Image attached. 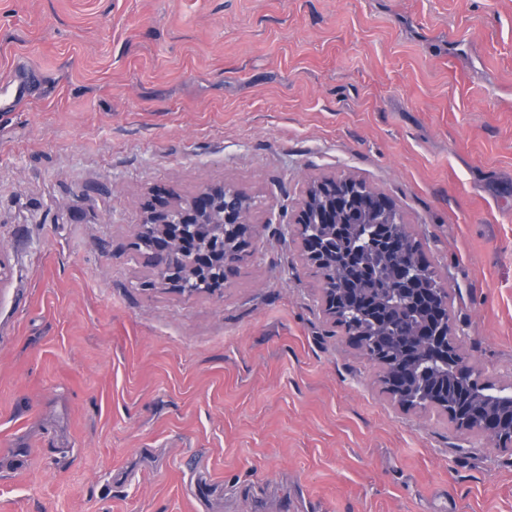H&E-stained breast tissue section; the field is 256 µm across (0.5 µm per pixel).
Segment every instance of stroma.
<instances>
[{
    "label": "stroma",
    "mask_w": 512,
    "mask_h": 512,
    "mask_svg": "<svg viewBox=\"0 0 512 512\" xmlns=\"http://www.w3.org/2000/svg\"><path fill=\"white\" fill-rule=\"evenodd\" d=\"M0 512H512V449L402 405L322 308L305 180L394 205L512 382V0H0ZM253 203L162 284L156 194ZM31 84V76L24 70L15 71L9 78L0 81V88L14 91L12 100L6 101L0 109L8 110L21 102L29 93Z\"/></svg>",
    "instance_id": "35a3bbf8"
}]
</instances>
